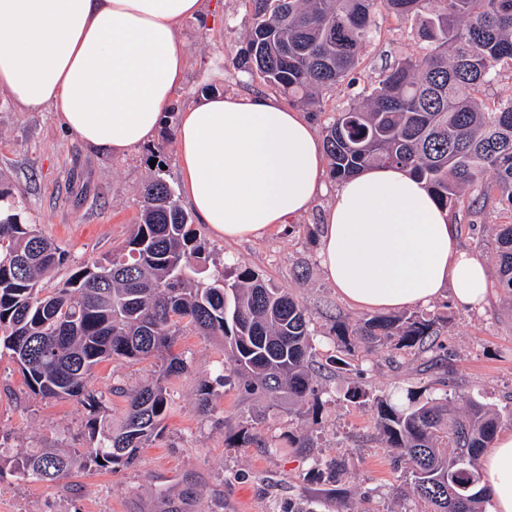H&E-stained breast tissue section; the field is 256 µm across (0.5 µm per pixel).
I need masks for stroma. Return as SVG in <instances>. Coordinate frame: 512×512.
Wrapping results in <instances>:
<instances>
[{
  "mask_svg": "<svg viewBox=\"0 0 512 512\" xmlns=\"http://www.w3.org/2000/svg\"><path fill=\"white\" fill-rule=\"evenodd\" d=\"M205 10L207 23L187 20L179 28L190 66L170 102L174 115L155 138L126 154L95 152L69 136L55 113L23 112L0 95V176L17 189L28 222L60 243L71 259L43 278L42 287H57L71 263L102 256L125 241L139 214L141 185L152 173L153 151H162L165 179L184 194L175 139L180 114L194 98L209 90L265 92L262 82L232 66L247 28L243 0H205ZM422 50L414 23L381 19L375 40L362 52L358 85L343 83L325 95L323 113L311 118L315 130H322L329 112L357 102L385 58ZM332 199L325 193L308 213L247 241H227L208 225L195 226L208 254L201 279L246 267L307 308L316 345L310 368L319 392L314 447H289V432L301 429L302 422L290 412L287 398L271 403L237 385L220 384L223 343L188 331L175 350L190 370L170 381L165 428L134 466L115 472L79 468L54 486L24 480L14 473L12 459L33 448H85L90 412L76 402L31 395L5 357L0 359V447L6 450L0 512H286L289 501L301 497L328 512L324 492L335 486L354 512H422L404 470L377 435L376 401L407 389L422 399L463 391L501 415L511 414L512 297L492 286L482 308L470 311L442 295L431 306L446 318L435 351L385 348L368 356L344 355L332 332L334 321L353 322L363 313L339 297L319 265L322 218ZM448 218L456 226L457 245L495 266L492 227L512 222V213L491 200L477 228H470L464 209L449 210ZM156 371L149 362L110 361L95 368L92 385L108 393L113 421L121 420L126 402L112 386L134 388ZM204 385L213 393L206 414L198 406ZM357 386L365 395L351 398ZM246 433L256 436L255 444L243 442ZM343 458L355 465L332 480L327 464Z\"/></svg>",
  "mask_w": 512,
  "mask_h": 512,
  "instance_id": "1",
  "label": "stroma"
}]
</instances>
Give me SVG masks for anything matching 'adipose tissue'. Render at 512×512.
Wrapping results in <instances>:
<instances>
[{
	"instance_id": "1",
	"label": "adipose tissue",
	"mask_w": 512,
	"mask_h": 512,
	"mask_svg": "<svg viewBox=\"0 0 512 512\" xmlns=\"http://www.w3.org/2000/svg\"><path fill=\"white\" fill-rule=\"evenodd\" d=\"M202 0H0V91L27 112H57L85 145L122 155L150 141L188 58L184 20ZM176 150L187 201L224 239L305 214L325 193L326 156L307 117L271 94L207 95L183 112ZM448 212L397 166L340 182L319 259L341 299L364 312L426 307L443 291L474 310L485 260L457 247ZM486 512H512V428L480 460Z\"/></svg>"
}]
</instances>
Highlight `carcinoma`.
<instances>
[{"mask_svg":"<svg viewBox=\"0 0 512 512\" xmlns=\"http://www.w3.org/2000/svg\"><path fill=\"white\" fill-rule=\"evenodd\" d=\"M250 23L233 65L323 112V93L355 74L378 18L417 25L426 44L416 56L385 64L360 92L362 101L333 111L323 145L330 176L340 182L362 169L401 165L454 208L469 196L482 212L492 193L512 211V97L479 98L503 64L512 65V0H244ZM12 185L0 179V356L14 362L30 393L76 401L91 412L88 446L39 448L13 460L25 478L46 484L76 465L112 472L138 460L160 435L170 410L169 381L188 371L174 351L185 330L224 339L229 374L253 393L288 396L296 416L317 424L318 390L308 372L313 339L300 300L235 268L209 282L195 278L206 261L192 218L161 172L141 189L138 221L112 252L83 262L58 287L41 280L69 261L68 251L26 221ZM497 285L512 295V222L495 227ZM441 317L412 312L336 320L341 342L364 354L433 348ZM158 359L155 378L126 398L112 422L107 398L90 383L106 361ZM377 429L411 479L428 512H484L479 458L501 423L495 410L465 393L417 400L409 391L379 399ZM292 448H312V431L288 433Z\"/></svg>","mask_w":512,"mask_h":512,"instance_id":"carcinoma-1","label":"carcinoma"}]
</instances>
